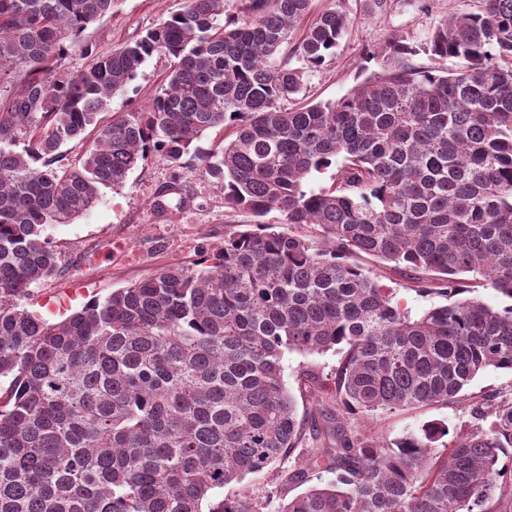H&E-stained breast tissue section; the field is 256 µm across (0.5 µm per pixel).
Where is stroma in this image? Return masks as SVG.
I'll return each instance as SVG.
<instances>
[{
	"mask_svg": "<svg viewBox=\"0 0 512 512\" xmlns=\"http://www.w3.org/2000/svg\"><path fill=\"white\" fill-rule=\"evenodd\" d=\"M185 0H119L111 15L91 25L82 42L69 45L66 67L77 70L87 58L83 45L105 55L134 42L153 24L181 10ZM481 0H387L385 9H376L373 0H311L309 17L327 10L345 12L349 29L334 56L307 71L306 92L298 96L301 104L335 101L369 76L384 73L395 63L426 71L436 67L427 45L433 32L456 12H475ZM401 41L411 46L409 54L389 56L390 44ZM169 70L166 57H152L141 68L127 92L113 98L110 109L126 111L129 105H148L164 84ZM171 169L162 156H153L134 169L124 188L102 189L98 201L85 214L67 224L48 227L46 234L61 254L65 270L34 287L26 301L29 310L41 318L57 322L79 309L91 298H103L153 274L156 269L181 264L193 267L200 248L214 249L224 244V234L254 224L250 214L227 211L224 199L209 182L186 177L185 183L203 209L193 207L165 215L152 209L153 194L169 181ZM355 263L378 276L383 287L394 292L402 307L420 315L443 304V297L418 291L414 282L390 263L366 254L354 257ZM338 363L334 352L322 355L286 353L284 381L297 390L298 377L312 369L330 376ZM467 418L463 403L429 405L404 411L381 412L366 418H353L346 426L351 432L371 434L392 442L419 432L432 421L456 425Z\"/></svg>",
	"mask_w": 512,
	"mask_h": 512,
	"instance_id": "obj_1",
	"label": "stroma"
}]
</instances>
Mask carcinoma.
I'll use <instances>...</instances> for the list:
<instances>
[{
	"label": "carcinoma",
	"mask_w": 512,
	"mask_h": 512,
	"mask_svg": "<svg viewBox=\"0 0 512 512\" xmlns=\"http://www.w3.org/2000/svg\"><path fill=\"white\" fill-rule=\"evenodd\" d=\"M118 0H0V512H496L512 470V397L470 404L453 429L393 443L343 419L464 401L489 368L512 372V0H484L433 33L455 71L399 65L331 103L293 109L305 69L332 56L347 17L310 0H186L108 55L65 69ZM170 59L148 107L98 120L153 56ZM302 63L291 65L292 59ZM95 137L70 159L64 147ZM229 126L220 149L190 151ZM171 165L152 208L181 211L190 174L246 211L179 264L93 299L57 323L28 310L62 271L46 229L89 211L152 155ZM336 168L333 186L311 177ZM277 209L283 227L261 218ZM320 227L321 238L293 231ZM364 253L411 280L430 273L448 302L419 316L351 261ZM471 273L505 299L462 297ZM341 353L325 424L298 416L288 352ZM319 402L325 379L300 377ZM447 442H442L443 438ZM278 467L258 496L249 474ZM326 471L333 478L288 497ZM234 485L230 497L221 495Z\"/></svg>",
	"instance_id": "obj_1"
}]
</instances>
